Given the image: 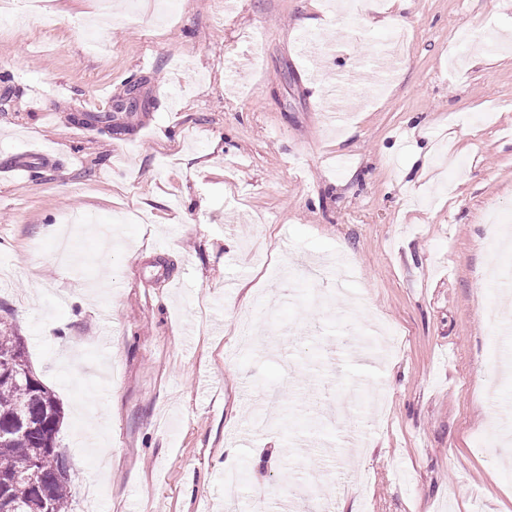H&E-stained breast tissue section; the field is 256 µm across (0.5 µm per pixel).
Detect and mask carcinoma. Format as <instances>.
<instances>
[{
    "mask_svg": "<svg viewBox=\"0 0 512 512\" xmlns=\"http://www.w3.org/2000/svg\"><path fill=\"white\" fill-rule=\"evenodd\" d=\"M13 368L0 369V507L16 512H70V478L57 447L63 419L55 395L33 371L25 340L0 323V356Z\"/></svg>",
    "mask_w": 512,
    "mask_h": 512,
    "instance_id": "obj_1",
    "label": "carcinoma"
}]
</instances>
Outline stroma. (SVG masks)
I'll return each instance as SVG.
<instances>
[{
    "mask_svg": "<svg viewBox=\"0 0 512 512\" xmlns=\"http://www.w3.org/2000/svg\"><path fill=\"white\" fill-rule=\"evenodd\" d=\"M157 2L0 24V163L59 154L0 179V322L62 404L71 512H512V0ZM55 156V150H28L20 155H15L7 167L0 166V172L9 171L19 176L31 175L34 168L42 166L45 161H49Z\"/></svg>",
    "mask_w": 512,
    "mask_h": 512,
    "instance_id": "obj_1",
    "label": "stroma"
}]
</instances>
